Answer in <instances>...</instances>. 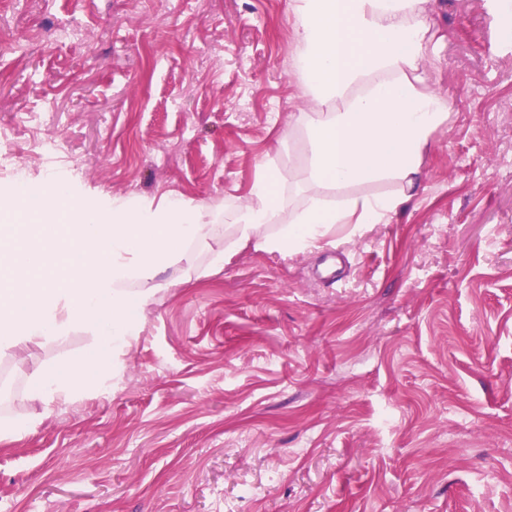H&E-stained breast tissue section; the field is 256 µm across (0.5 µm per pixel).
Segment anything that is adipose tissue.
Segmentation results:
<instances>
[{
	"instance_id": "obj_1",
	"label": "adipose tissue",
	"mask_w": 512,
	"mask_h": 512,
	"mask_svg": "<svg viewBox=\"0 0 512 512\" xmlns=\"http://www.w3.org/2000/svg\"><path fill=\"white\" fill-rule=\"evenodd\" d=\"M424 0H288L301 48L300 97L307 112L311 157L308 196L284 213L276 187L279 170L264 168L249 200L230 215L224 248L212 250V209L168 196L156 205L136 196L116 197L106 210L70 207L56 223L59 185H20L18 199L36 197L32 212L11 210L0 220V355L44 345L80 327L94 351L81 361L34 368L30 397L66 401L78 383L98 374L105 359L129 347L147 303L129 291L169 264L182 263L203 278L199 252L210 266L229 252L252 247L262 253L297 254L334 235L389 223L416 194L425 152L452 115L446 97L425 90L424 62L432 39L423 19ZM395 182L396 193L356 196L352 187ZM343 191L328 204V189Z\"/></svg>"
}]
</instances>
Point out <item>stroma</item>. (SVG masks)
<instances>
[{"instance_id":"stroma-1","label":"stroma","mask_w":512,"mask_h":512,"mask_svg":"<svg viewBox=\"0 0 512 512\" xmlns=\"http://www.w3.org/2000/svg\"><path fill=\"white\" fill-rule=\"evenodd\" d=\"M437 131L410 204L325 249L172 266L130 347L68 404L0 356V512H512V13L425 0ZM287 0H0V201L64 176L111 206L210 204L213 247L260 165L306 199ZM48 137L59 153L40 151Z\"/></svg>"}]
</instances>
